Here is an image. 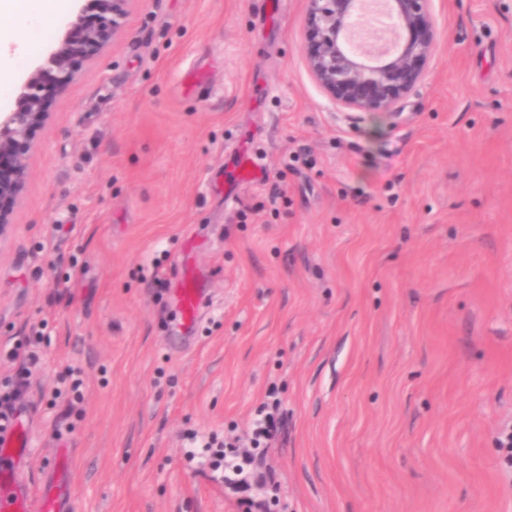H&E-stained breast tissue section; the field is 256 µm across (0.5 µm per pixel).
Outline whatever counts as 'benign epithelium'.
<instances>
[{"mask_svg":"<svg viewBox=\"0 0 512 512\" xmlns=\"http://www.w3.org/2000/svg\"><path fill=\"white\" fill-rule=\"evenodd\" d=\"M92 19L78 14L70 28L18 87L17 108L0 114V243L14 230L12 217L28 176V154L49 113L45 102L64 92L82 64L121 35L135 0H90ZM435 0H386L400 29L388 42L354 45L356 17L371 0H306L304 54L317 85L334 103L359 112H384L421 84L437 49Z\"/></svg>","mask_w":512,"mask_h":512,"instance_id":"benign-epithelium-1","label":"benign epithelium"}]
</instances>
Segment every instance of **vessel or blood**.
<instances>
[{"label": "vessel or blood", "mask_w": 512, "mask_h": 512, "mask_svg": "<svg viewBox=\"0 0 512 512\" xmlns=\"http://www.w3.org/2000/svg\"><path fill=\"white\" fill-rule=\"evenodd\" d=\"M202 292L194 271L185 270L174 300L181 314V327L191 330L197 318ZM29 451V439L17 420L0 419V512H73L71 476L67 459H58L55 475L43 483L38 497H30L19 482L16 463Z\"/></svg>", "instance_id": "1"}]
</instances>
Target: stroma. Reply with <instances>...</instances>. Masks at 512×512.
Wrapping results in <instances>:
<instances>
[{"instance_id":"1","label":"stroma","mask_w":512,"mask_h":512,"mask_svg":"<svg viewBox=\"0 0 512 512\" xmlns=\"http://www.w3.org/2000/svg\"><path fill=\"white\" fill-rule=\"evenodd\" d=\"M305 8L134 0L48 99L0 249L29 491L66 443L73 512H239L185 452L272 393L271 512H512V0H436L426 79L371 114L311 78ZM202 292L197 283L194 271L185 267L180 288L176 289L174 300L181 314V329L190 331L197 318Z\"/></svg>"}]
</instances>
